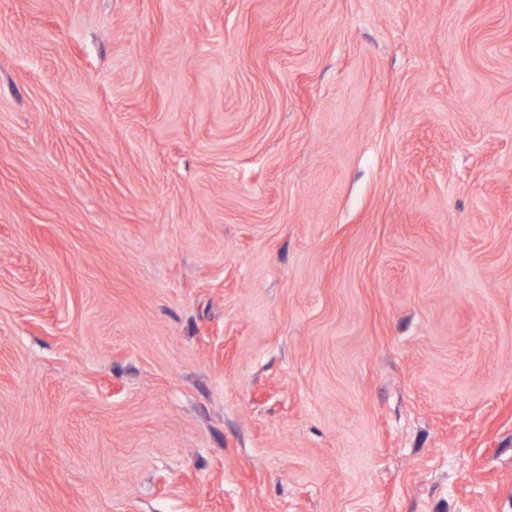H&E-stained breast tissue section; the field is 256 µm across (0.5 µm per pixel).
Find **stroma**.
Instances as JSON below:
<instances>
[{"mask_svg":"<svg viewBox=\"0 0 512 512\" xmlns=\"http://www.w3.org/2000/svg\"><path fill=\"white\" fill-rule=\"evenodd\" d=\"M0 512H512V0H0Z\"/></svg>","mask_w":512,"mask_h":512,"instance_id":"35a3bbf8","label":"stroma"}]
</instances>
